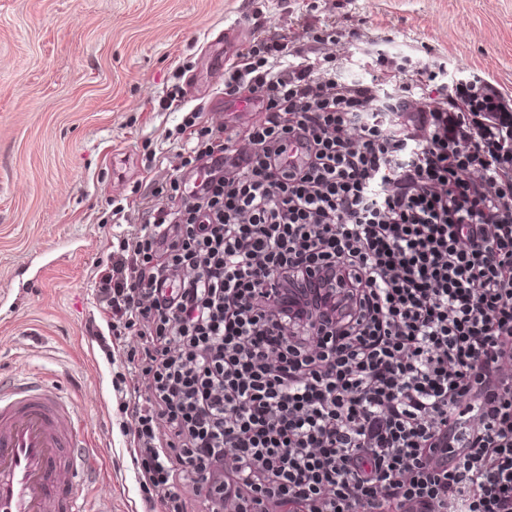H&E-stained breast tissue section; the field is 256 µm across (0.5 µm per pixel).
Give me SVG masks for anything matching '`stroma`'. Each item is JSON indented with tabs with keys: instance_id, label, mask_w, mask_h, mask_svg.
Instances as JSON below:
<instances>
[{
	"instance_id": "stroma-1",
	"label": "stroma",
	"mask_w": 512,
	"mask_h": 512,
	"mask_svg": "<svg viewBox=\"0 0 512 512\" xmlns=\"http://www.w3.org/2000/svg\"><path fill=\"white\" fill-rule=\"evenodd\" d=\"M327 19L351 34L345 77L369 78L381 49L512 95V0H0V387L44 372L85 421V512H142L95 276L127 230L114 204L171 172L182 115L160 102L185 68L205 121L247 127L257 109L220 92L225 29L246 42L259 22L310 51L303 28Z\"/></svg>"
}]
</instances>
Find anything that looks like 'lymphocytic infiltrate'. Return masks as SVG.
I'll use <instances>...</instances> for the list:
<instances>
[{"instance_id":"f902f5d3","label":"lymphocytic infiltrate","mask_w":512,"mask_h":512,"mask_svg":"<svg viewBox=\"0 0 512 512\" xmlns=\"http://www.w3.org/2000/svg\"><path fill=\"white\" fill-rule=\"evenodd\" d=\"M309 37L225 67L245 130L168 95L178 164L112 209L147 512H512V105L383 50L344 79L336 24Z\"/></svg>"}]
</instances>
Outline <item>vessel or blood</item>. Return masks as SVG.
Returning a JSON list of instances; mask_svg holds the SVG:
<instances>
[{
	"mask_svg": "<svg viewBox=\"0 0 512 512\" xmlns=\"http://www.w3.org/2000/svg\"><path fill=\"white\" fill-rule=\"evenodd\" d=\"M81 421L59 389L36 377L0 388V512H59L75 493L60 465L80 475L87 458L63 461Z\"/></svg>",
	"mask_w": 512,
	"mask_h": 512,
	"instance_id": "obj_1",
	"label": "vessel or blood"
}]
</instances>
